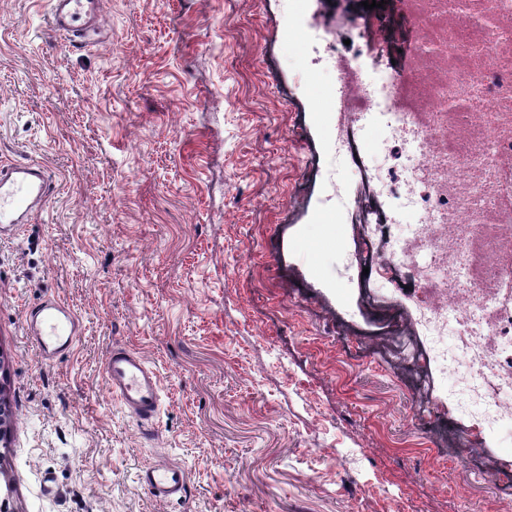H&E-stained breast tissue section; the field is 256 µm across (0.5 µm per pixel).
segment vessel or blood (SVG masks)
Instances as JSON below:
<instances>
[{
    "label": "vessel or blood",
    "instance_id": "1",
    "mask_svg": "<svg viewBox=\"0 0 512 512\" xmlns=\"http://www.w3.org/2000/svg\"><path fill=\"white\" fill-rule=\"evenodd\" d=\"M100 21V0H49L48 24L58 35L84 39L98 31ZM53 189L49 173L39 165H1L0 229L25 223L33 211L46 204ZM28 327L41 352L52 358L70 348L78 323L63 304L48 299L31 312ZM105 378L112 394L131 414L146 422L154 419L161 401L160 380L137 352L113 348L106 361ZM143 483L156 499L171 500L185 495L187 476L179 467L158 464L144 473Z\"/></svg>",
    "mask_w": 512,
    "mask_h": 512
}]
</instances>
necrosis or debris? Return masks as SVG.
Listing matches in <instances>:
<instances>
[{
  "label": "necrosis or debris",
  "instance_id": "obj_1",
  "mask_svg": "<svg viewBox=\"0 0 512 512\" xmlns=\"http://www.w3.org/2000/svg\"><path fill=\"white\" fill-rule=\"evenodd\" d=\"M446 11L428 9V38L469 45L460 70L437 77L409 54L421 82L416 109L400 105L403 87L390 63L401 40L395 26L368 32L375 51L371 90L353 61L339 59L332 28L317 26L328 59L338 60L342 116L338 169L360 176L367 193L358 201L362 258L371 299L395 290L397 300L378 308L389 331L379 346L398 357L407 385L428 388L426 368L437 363L464 381L476 418L465 431L446 417L423 410L419 419L449 448L464 447L477 431L512 426V133L503 132L501 111L512 98V0H446ZM496 24L475 31L478 14ZM466 100L462 114L472 129L459 135L445 101ZM381 130L380 157L400 147L405 175L394 182L384 166L366 162L359 144L366 121ZM414 305L406 319L403 308ZM433 341L431 352L412 347L414 331Z\"/></svg>",
  "mask_w": 512,
  "mask_h": 512
}]
</instances>
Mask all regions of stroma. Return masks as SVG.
I'll return each instance as SVG.
<instances>
[{
    "instance_id": "1",
    "label": "stroma",
    "mask_w": 512,
    "mask_h": 512,
    "mask_svg": "<svg viewBox=\"0 0 512 512\" xmlns=\"http://www.w3.org/2000/svg\"><path fill=\"white\" fill-rule=\"evenodd\" d=\"M359 0H105L83 45L44 0H0V160L41 164L46 206L0 234V394L12 512H499L490 477L441 459L328 186L336 84L308 18ZM53 298L79 319L47 359ZM161 379L152 423L104 378L113 346ZM182 467L156 500L145 467ZM27 323L33 336H37L38 347L47 359L69 349L77 335L75 316L54 299L43 301L30 313Z\"/></svg>"
}]
</instances>
